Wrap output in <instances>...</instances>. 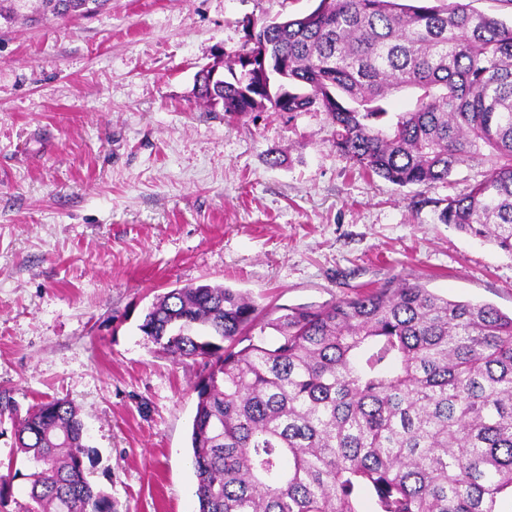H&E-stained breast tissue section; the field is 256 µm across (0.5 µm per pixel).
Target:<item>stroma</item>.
I'll use <instances>...</instances> for the list:
<instances>
[{
    "instance_id": "1",
    "label": "stroma",
    "mask_w": 512,
    "mask_h": 512,
    "mask_svg": "<svg viewBox=\"0 0 512 512\" xmlns=\"http://www.w3.org/2000/svg\"><path fill=\"white\" fill-rule=\"evenodd\" d=\"M319 0H111L86 18L0 25V390L72 401L90 481L118 512H197L201 361L139 325L157 295L221 284L262 318L392 280L512 312V255L442 224L448 183L361 175L322 111L232 118L194 97L240 22ZM283 157L270 165L272 154Z\"/></svg>"
}]
</instances>
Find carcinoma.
Returning a JSON list of instances; mask_svg holds the SVG:
<instances>
[{
	"label": "carcinoma",
	"instance_id": "1",
	"mask_svg": "<svg viewBox=\"0 0 512 512\" xmlns=\"http://www.w3.org/2000/svg\"><path fill=\"white\" fill-rule=\"evenodd\" d=\"M110 0H0V20L90 17ZM197 98L243 112H326L336 151L399 187L448 183L470 161L490 174L448 198L440 220L512 255V22L464 0H320L310 13L243 25ZM411 92L392 112L390 96ZM258 307L222 285L155 297L140 331L174 359L210 367L194 387L198 512H503L512 498V316L393 281L354 298ZM278 333L266 342L265 329ZM259 335L252 336V331ZM247 345H242V342ZM13 458L26 512H117L88 479L84 422L66 399L20 414Z\"/></svg>",
	"mask_w": 512,
	"mask_h": 512
}]
</instances>
